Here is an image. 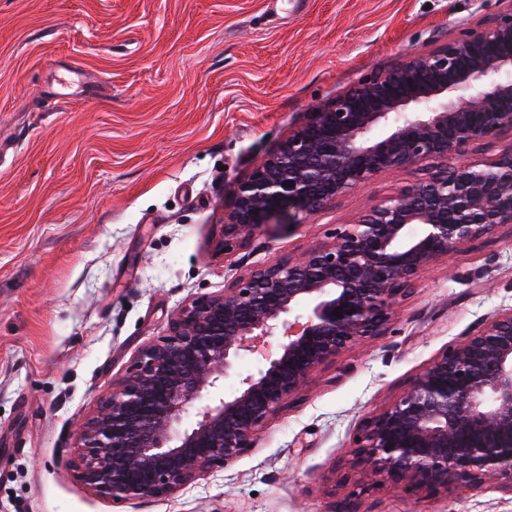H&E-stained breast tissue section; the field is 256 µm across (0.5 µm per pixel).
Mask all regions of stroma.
Here are the masks:
<instances>
[{"label":"stroma","instance_id":"1","mask_svg":"<svg viewBox=\"0 0 512 512\" xmlns=\"http://www.w3.org/2000/svg\"><path fill=\"white\" fill-rule=\"evenodd\" d=\"M503 0H0V512H512L500 483L363 478L361 422L512 307V224L422 271L384 335L317 368L254 448L174 493L101 498L70 463L99 398L190 300L237 275L233 182L306 113ZM95 76L87 98L65 91ZM381 174L248 266L329 244L416 182Z\"/></svg>","mask_w":512,"mask_h":512}]
</instances>
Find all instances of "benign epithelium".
<instances>
[{"label":"benign epithelium","mask_w":512,"mask_h":512,"mask_svg":"<svg viewBox=\"0 0 512 512\" xmlns=\"http://www.w3.org/2000/svg\"><path fill=\"white\" fill-rule=\"evenodd\" d=\"M509 130L512 0L308 113L233 185L226 254L385 172L433 166L336 228L330 244L246 269L221 293L182 306L98 401L76 477L99 497L135 500L176 492L241 456L319 366L386 332L422 270L512 224V145L448 165ZM243 355L254 368L240 372ZM355 445L363 475L406 490L487 480L512 490V307L418 373L363 422Z\"/></svg>","instance_id":"obj_1"}]
</instances>
